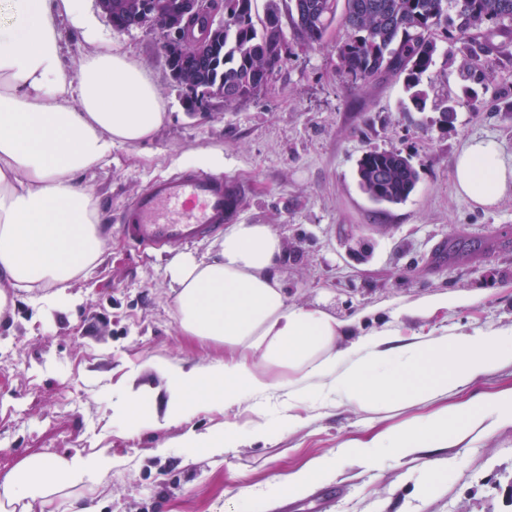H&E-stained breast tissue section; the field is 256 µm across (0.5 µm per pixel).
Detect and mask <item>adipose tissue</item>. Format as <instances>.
<instances>
[{"instance_id":"1","label":"adipose tissue","mask_w":512,"mask_h":512,"mask_svg":"<svg viewBox=\"0 0 512 512\" xmlns=\"http://www.w3.org/2000/svg\"><path fill=\"white\" fill-rule=\"evenodd\" d=\"M63 18L89 44L74 73L59 52ZM167 117L149 72L97 40L79 0H0V319L14 306V288L38 291L51 308L69 304L72 282L88 277L105 251L99 199L83 174L111 164L113 149L151 141ZM452 177L477 205L512 197V163L494 139H467ZM281 257L282 242L267 225L241 221L225 227L207 257L173 259L167 271L180 333L223 346L224 360L164 364L161 409L154 389L115 388L113 419L138 433L246 401L258 410L274 398L282 429L292 431L303 424L297 409L312 384L336 407L370 413L368 433L280 477L279 486L303 491L352 458L374 471L427 450L444 452L421 476V497L452 468L448 449L512 426V385L469 395L481 379L512 366V326L406 338L385 325L358 336L362 315L339 318L290 302ZM390 401L423 412L385 426L376 414ZM113 463L107 448L30 457L0 481V512H31L33 502L53 496L63 512H92L80 492Z\"/></svg>"}]
</instances>
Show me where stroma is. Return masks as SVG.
<instances>
[{
    "instance_id": "35a3bbf8",
    "label": "stroma",
    "mask_w": 512,
    "mask_h": 512,
    "mask_svg": "<svg viewBox=\"0 0 512 512\" xmlns=\"http://www.w3.org/2000/svg\"><path fill=\"white\" fill-rule=\"evenodd\" d=\"M92 27L140 61L168 103V119L147 143L112 152V163L86 174L100 197L107 240L104 260L75 281L72 304L49 309L18 292L0 320V480L36 455L112 450L114 465L86 494L94 512H285L273 484L289 471L361 435L362 413L306 407L303 427L276 429L268 441L243 442L219 456L180 447L187 428L233 423L240 434L277 421L276 405L199 412L187 423L137 434L112 421V389L123 382L161 386L154 362L222 360L224 349L182 336L166 269L178 255H206L207 238L185 247L143 251L120 229L127 204L152 180L196 169L218 149L225 175L246 187L239 219L266 224L284 245L281 276L290 301L349 317L381 307L390 322L404 303L469 294L468 302L406 320L408 331L469 332L512 326V197L480 208L459 195L452 168L471 137L495 139L512 161V57L500 58L483 85L463 80L445 62L421 77L430 101H452L453 123L440 112L408 111L404 77L359 87L336 72L347 37L334 24L320 46L303 49L286 34L288 61L257 98L231 107L218 99L187 111L171 79L157 32L112 27L96 0H80ZM482 105L471 109V97ZM397 149L418 172L403 204L371 202L357 165L370 150ZM456 466L435 497L420 501L402 467L368 471L347 465L300 495L298 512H512V427L471 448L455 449Z\"/></svg>"
}]
</instances>
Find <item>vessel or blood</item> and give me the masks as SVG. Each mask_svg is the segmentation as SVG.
Instances as JSON below:
<instances>
[{"label":"vessel or blood","instance_id":"b4317fda","mask_svg":"<svg viewBox=\"0 0 512 512\" xmlns=\"http://www.w3.org/2000/svg\"><path fill=\"white\" fill-rule=\"evenodd\" d=\"M244 197V186L234 178L184 170L152 181L134 198L122 229L137 247L190 243L223 230Z\"/></svg>","mask_w":512,"mask_h":512}]
</instances>
